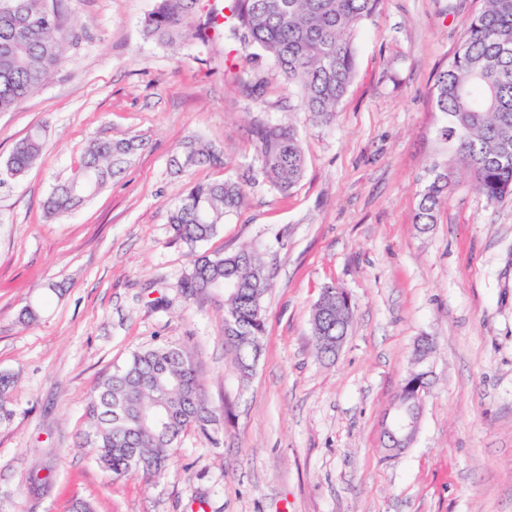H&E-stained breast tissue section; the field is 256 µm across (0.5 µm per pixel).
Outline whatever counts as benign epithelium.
I'll return each instance as SVG.
<instances>
[{
  "label": "benign epithelium",
  "mask_w": 512,
  "mask_h": 512,
  "mask_svg": "<svg viewBox=\"0 0 512 512\" xmlns=\"http://www.w3.org/2000/svg\"><path fill=\"white\" fill-rule=\"evenodd\" d=\"M431 372L420 368L418 380L398 394L392 404L393 413L385 416L382 437L385 447L396 452L414 440L422 418L423 398L430 388Z\"/></svg>",
  "instance_id": "1"
}]
</instances>
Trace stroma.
I'll list each match as a JSON object with an SVG mask.
<instances>
[{
  "label": "stroma",
  "mask_w": 512,
  "mask_h": 512,
  "mask_svg": "<svg viewBox=\"0 0 512 512\" xmlns=\"http://www.w3.org/2000/svg\"><path fill=\"white\" fill-rule=\"evenodd\" d=\"M155 0H63L62 63L0 112V165L40 130L44 149L0 181V512H512V198L476 193L462 169L437 222L414 215L448 147L431 89L482 0H381L354 33L355 73L332 124L299 105L271 59L223 38L147 37ZM237 49L236 65L225 57ZM265 81L259 99L243 81ZM292 126L306 156L289 195L264 178L250 132ZM198 139L220 165L177 169ZM133 142L121 173L49 215L93 143ZM233 177L243 207L209 240H174L170 209L197 183ZM257 253L271 280L257 373L228 376L224 296L181 284L201 255ZM354 317L336 358H318L311 309L325 286ZM33 306L34 319L22 318ZM428 337L419 431L392 455L381 424ZM190 348L209 404L229 419L187 430L164 475L116 477L83 445L106 375L157 344ZM48 477L30 492L32 475Z\"/></svg>",
  "instance_id": "obj_1"
}]
</instances>
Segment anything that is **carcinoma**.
<instances>
[{
    "label": "carcinoma",
    "mask_w": 512,
    "mask_h": 512,
    "mask_svg": "<svg viewBox=\"0 0 512 512\" xmlns=\"http://www.w3.org/2000/svg\"><path fill=\"white\" fill-rule=\"evenodd\" d=\"M381 0H227V12L214 11L207 29L230 34L245 49L266 53L300 95V106L322 124L336 118L355 71L353 32L373 16ZM198 0H156L145 20L149 37L162 44L179 39H209L194 26ZM37 12V0H0V112H9L41 88L60 65L67 34L59 0H51L53 22L23 19L19 6ZM436 111L443 117L438 134L452 154L432 168L420 192L414 221L421 230L436 223L449 188V174L459 164L473 189L490 200L512 196V0H483L468 19L449 61L439 67L432 88ZM256 159L267 181L279 192L296 187L305 169L297 132L258 122L254 127ZM43 150L39 131L31 132L0 166V180L27 171ZM134 150L131 142L100 141L88 150L80 172L57 185L44 202L50 215L65 213L95 194ZM219 161L213 150L194 140L184 143L174 164L179 168ZM243 185L230 177L189 188L170 210L175 239L190 247L211 238L224 215L238 211ZM224 289V344L238 385H247L262 354L265 333L263 299L270 288L257 254L245 259L200 256L182 283L196 298L206 286ZM350 308H336V287L323 288L312 308L311 335L316 353L331 358L332 340L349 331ZM12 380L0 375V419L11 416ZM90 432L85 444L93 460L114 476L161 475L190 428L208 433L217 420L188 349L167 344L134 353L124 367L103 378L87 407Z\"/></svg>",
    "instance_id": "obj_1"
}]
</instances>
